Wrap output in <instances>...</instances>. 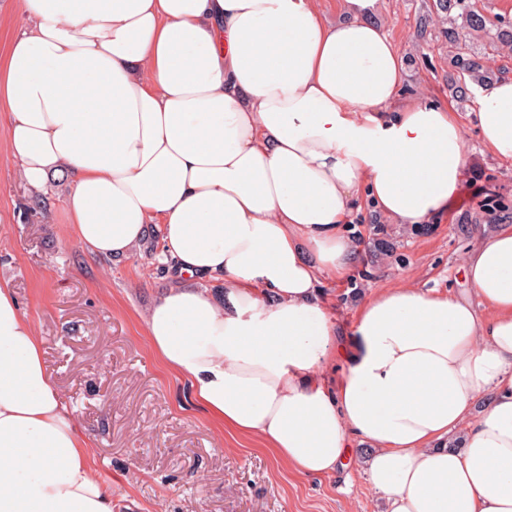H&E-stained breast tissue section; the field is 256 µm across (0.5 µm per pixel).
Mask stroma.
I'll list each match as a JSON object with an SVG mask.
<instances>
[{
  "mask_svg": "<svg viewBox=\"0 0 512 512\" xmlns=\"http://www.w3.org/2000/svg\"><path fill=\"white\" fill-rule=\"evenodd\" d=\"M376 20L404 53L402 93L451 101L453 50L432 0H380ZM457 109L469 162L428 233L388 226L392 248L379 252L370 231L376 212L353 213L361 262L348 280L324 281L344 332L353 328L356 303L383 286L463 293L466 253L498 225H512V162L482 154L473 103ZM66 228L62 190L52 186L45 207L36 206L0 127V278L10 282L42 338L47 369L94 438L115 512H384L363 468L301 476L255 442L211 425L188 384L162 368L143 336L141 315L170 278L144 249L102 260Z\"/></svg>",
  "mask_w": 512,
  "mask_h": 512,
  "instance_id": "stroma-1",
  "label": "stroma"
}]
</instances>
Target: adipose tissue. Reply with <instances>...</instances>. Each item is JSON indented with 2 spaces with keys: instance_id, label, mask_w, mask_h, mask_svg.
Returning <instances> with one entry per match:
<instances>
[{
  "instance_id": "1",
  "label": "adipose tissue",
  "mask_w": 512,
  "mask_h": 512,
  "mask_svg": "<svg viewBox=\"0 0 512 512\" xmlns=\"http://www.w3.org/2000/svg\"><path fill=\"white\" fill-rule=\"evenodd\" d=\"M378 3L25 0L0 125L90 253L158 225L172 284L144 336L216 426L304 476L365 445L387 512H512V225L468 253L465 293L377 289L349 336L329 310L354 211L431 223L469 160L451 105L402 96ZM473 95L484 154L512 161V76ZM93 448L0 279V512H114Z\"/></svg>"
}]
</instances>
